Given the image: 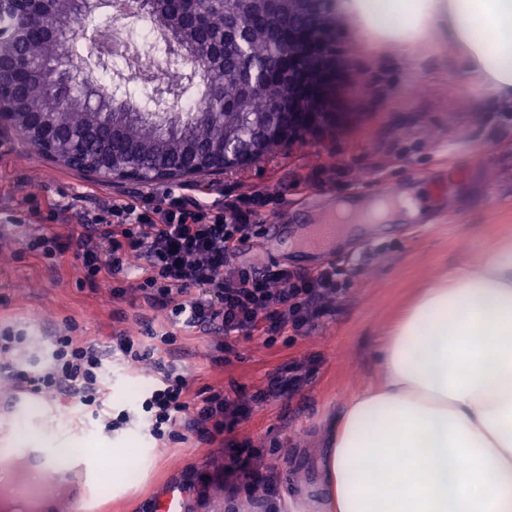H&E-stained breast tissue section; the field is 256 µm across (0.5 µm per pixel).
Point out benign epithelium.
<instances>
[{
  "label": "benign epithelium",
  "mask_w": 512,
  "mask_h": 512,
  "mask_svg": "<svg viewBox=\"0 0 512 512\" xmlns=\"http://www.w3.org/2000/svg\"><path fill=\"white\" fill-rule=\"evenodd\" d=\"M324 16H337L336 0H288V80L285 95L269 103L263 112H225L224 138L209 146H191L186 151L188 165L176 176L156 172L151 181L181 180L203 172H223L248 165L267 153V144H290L303 135L337 123L342 113L330 111L341 67L332 47L333 25L317 27ZM0 73L14 75L12 90H0V132H9L26 141L62 165L77 168L110 184L142 182L132 163L115 164L108 153L100 151L88 157L75 152L68 143L50 135L62 127L65 114L52 116L24 112L21 104L30 87L25 75L31 63L20 53L19 33L2 32ZM247 41L241 25L228 30L224 56L236 62L234 78L246 89L257 87L264 77L246 51ZM250 127L253 136L246 138L242 129Z\"/></svg>",
  "instance_id": "benign-epithelium-1"
}]
</instances>
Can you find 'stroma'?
<instances>
[{
    "label": "stroma",
    "instance_id": "obj_1",
    "mask_svg": "<svg viewBox=\"0 0 512 512\" xmlns=\"http://www.w3.org/2000/svg\"><path fill=\"white\" fill-rule=\"evenodd\" d=\"M335 45L343 75L332 109L343 113L342 122L246 167L187 184L213 200L268 190L273 200L242 261L260 271L334 275L337 292L308 332H288L269 345L239 341L223 361L211 335L176 333L192 391L250 395L279 384L277 395L253 405L235 432L237 440L250 441L276 497L265 503L225 481L232 450L220 443L193 434L161 442L139 425L109 436L74 400L28 395L25 420H0L7 443L62 448L101 466L108 462L103 449L141 451L124 487L100 479L80 492L85 512H154L155 499L173 482L188 486L186 512H210L218 503L223 512H317V459L328 426L352 395L379 379L377 356L389 328L422 288L479 262L491 243L512 233V103L469 82L455 49L430 38L398 51L371 41L342 15ZM433 185L442 192L420 219L367 223L317 254L274 249L266 234L267 225L284 224L289 237L302 238L342 204L363 217L385 190ZM141 191L70 170L15 136L0 137V328L30 336L70 332L103 347L123 329L141 337L158 332L164 310L143 306L133 291L116 299L109 286L91 287L75 251L52 261L25 248L26 237L46 221L33 205L75 199L89 209L102 199L130 201ZM296 365L306 381L295 389L287 378ZM157 378L149 366L113 363L103 413L134 408Z\"/></svg>",
    "mask_w": 512,
    "mask_h": 512
}]
</instances>
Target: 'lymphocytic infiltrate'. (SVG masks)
<instances>
[{
    "label": "lymphocytic infiltrate",
    "mask_w": 512,
    "mask_h": 512,
    "mask_svg": "<svg viewBox=\"0 0 512 512\" xmlns=\"http://www.w3.org/2000/svg\"><path fill=\"white\" fill-rule=\"evenodd\" d=\"M270 200L260 189L227 204L175 189L150 192L81 211L84 231L79 236L41 231L29 235L25 246L48 259L76 250L85 280L110 283L116 299L130 290L120 280L125 267L139 260L133 290L148 306L167 312L170 328L161 333V343L174 344L175 328L185 327L222 334L218 348L228 352L241 339L259 336L269 342L290 330L310 329L335 292L326 273L296 276L279 269L267 275L238 262L255 220ZM0 354L11 355L0 372L20 390L50 393L93 408L103 394L107 360L139 364L149 351L138 337L121 330L106 350L66 334L51 337L48 350L35 357L28 351L27 336L7 328L0 329ZM160 370L140 411L102 417L105 432L140 423L158 441L175 438L181 428L212 443L232 433L251 405L274 394L270 388L248 398L211 388L194 394L182 365L171 362Z\"/></svg>",
    "instance_id": "f902f5d3"
}]
</instances>
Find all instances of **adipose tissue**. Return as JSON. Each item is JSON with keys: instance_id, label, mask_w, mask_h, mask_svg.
I'll return each mask as SVG.
<instances>
[{"instance_id": "ef3b65f1", "label": "adipose tissue", "mask_w": 512, "mask_h": 512, "mask_svg": "<svg viewBox=\"0 0 512 512\" xmlns=\"http://www.w3.org/2000/svg\"><path fill=\"white\" fill-rule=\"evenodd\" d=\"M375 42L427 35L512 100V0H343ZM382 380L331 426L328 512H512V235L421 291L379 354Z\"/></svg>"}]
</instances>
